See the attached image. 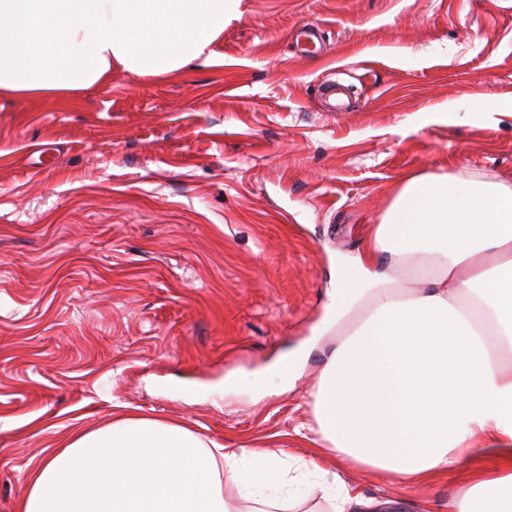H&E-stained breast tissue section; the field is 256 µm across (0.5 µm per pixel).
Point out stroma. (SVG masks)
I'll return each mask as SVG.
<instances>
[{
  "mask_svg": "<svg viewBox=\"0 0 512 512\" xmlns=\"http://www.w3.org/2000/svg\"><path fill=\"white\" fill-rule=\"evenodd\" d=\"M211 50L75 104L0 96V512L119 406L335 465L311 394L339 264L408 175L512 182V0H241ZM301 348L289 385L225 394ZM339 467L396 512L463 484Z\"/></svg>",
  "mask_w": 512,
  "mask_h": 512,
  "instance_id": "stroma-1",
  "label": "stroma"
}]
</instances>
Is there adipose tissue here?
Here are the masks:
<instances>
[{
	"mask_svg": "<svg viewBox=\"0 0 512 512\" xmlns=\"http://www.w3.org/2000/svg\"><path fill=\"white\" fill-rule=\"evenodd\" d=\"M240 0H0V95L76 100L113 68L170 76L210 63ZM353 257L331 312L333 336L313 396L323 442L405 486L494 456L448 512H512V183L414 174ZM369 305L353 306L363 285ZM309 494L333 512H391L317 463ZM293 477L284 457L209 446L173 422L133 414L74 433L35 469L18 512H229L225 487L256 512H293L270 497Z\"/></svg>",
	"mask_w": 512,
	"mask_h": 512,
	"instance_id": "1",
	"label": "adipose tissue"
}]
</instances>
